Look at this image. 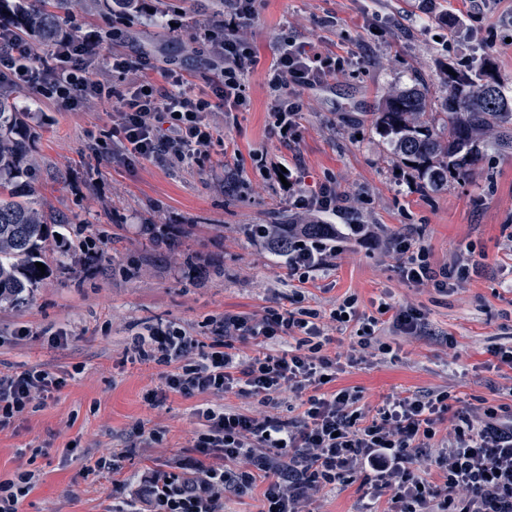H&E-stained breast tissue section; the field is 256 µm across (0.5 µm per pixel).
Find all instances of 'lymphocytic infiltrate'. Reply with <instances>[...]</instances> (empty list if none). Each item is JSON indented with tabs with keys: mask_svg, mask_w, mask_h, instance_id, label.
<instances>
[{
	"mask_svg": "<svg viewBox=\"0 0 512 512\" xmlns=\"http://www.w3.org/2000/svg\"><path fill=\"white\" fill-rule=\"evenodd\" d=\"M256 8L257 0H225L222 36L203 33L223 63L215 94L228 112L248 105L245 78L257 56L239 30ZM85 52V40L63 38L60 64H44L38 72L30 63L29 43L1 29L0 77L66 110L89 100L116 101L111 136L132 157L188 164L206 153L214 138L212 104L194 96L183 76H172L165 92L143 78L120 92L108 80L89 77ZM343 66V59L281 42L268 81L282 140L299 137V88L323 85ZM288 183L297 223L285 231L260 224L251 234L252 242L270 253L287 246L288 275L296 280L287 305L266 308L259 316H224L206 350L185 331L162 326L131 337L128 346L136 361L162 368L159 385L145 395L151 405L172 394L232 393L259 399L265 414L198 405L191 450L114 481L118 503L112 512H224L226 495L241 497L256 489L262 492V512H312L318 494L356 480L366 486L371 504L387 502L390 512H512V415L491 405L452 410L444 391L391 395L365 410L357 391L325 390L340 359L327 352L332 339L322 324L326 316L305 303L310 272L330 267L348 240L400 255L408 282H431L442 291L468 278L478 261L469 257L434 268L427 249L415 246L409 235L385 240L370 224L328 223L340 209L332 183L307 191L293 174ZM311 224L321 225L320 236L308 235ZM245 344L251 353H242ZM64 384L63 377L39 366L0 373V428ZM286 392L302 399L296 417L276 412ZM447 420L452 426L440 435Z\"/></svg>",
	"mask_w": 512,
	"mask_h": 512,
	"instance_id": "1",
	"label": "lymphocytic infiltrate"
}]
</instances>
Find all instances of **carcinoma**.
<instances>
[{
  "instance_id": "1",
  "label": "carcinoma",
  "mask_w": 512,
  "mask_h": 512,
  "mask_svg": "<svg viewBox=\"0 0 512 512\" xmlns=\"http://www.w3.org/2000/svg\"><path fill=\"white\" fill-rule=\"evenodd\" d=\"M54 10L44 0H0V14L11 12L9 29L46 45H56L65 33L59 13L96 6L97 0H53ZM445 74L447 94L443 111L427 112L426 93L417 86L387 92L376 119L394 154L413 165L418 174L437 186L448 177L466 179L479 167L481 144L488 140L501 151H512V96L499 82L483 89L486 69L474 74L452 68ZM24 113L13 106L12 93L0 87V306H15L25 293L45 279L36 263L50 264L49 215L39 200L41 188L20 183L22 164L28 157Z\"/></svg>"
}]
</instances>
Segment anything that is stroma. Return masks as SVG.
I'll return each mask as SVG.
<instances>
[{"mask_svg":"<svg viewBox=\"0 0 512 512\" xmlns=\"http://www.w3.org/2000/svg\"><path fill=\"white\" fill-rule=\"evenodd\" d=\"M209 6L144 0L143 11L120 24L99 9L60 20L76 38L94 35L90 60L120 54L129 61V72L113 75L115 87L145 74L165 90L173 70L212 101L214 139L193 164L113 154L111 106L71 112L32 90L15 96L28 115L43 196L68 218L66 241L81 246L25 304L0 309V372L41 365L67 380L53 399L0 429V477L22 464L39 473L21 512H110L113 477L191 447L201 400L172 395L149 405L144 395L158 386L161 368L132 360L128 338L177 326L207 346L216 320L262 313L290 294L285 258L247 236L252 225L293 220L287 187L263 174L261 157L286 160L304 189L335 183L344 197L336 223L375 224L386 237L410 232L437 268L469 251L482 259L479 273L447 292L407 283L395 254L354 243L344 244L334 267L311 272L306 303L326 316L330 352L348 354L359 315L376 314L384 301L419 310L426 321L417 336L381 331L393 355L345 365L333 389L359 390L361 407L370 409L391 394L440 391L456 410L512 407V368L491 354L512 347V241L504 231L512 225V153L487 145L473 177L434 189L402 165L376 126L381 98L394 87L421 85L440 111L452 64L477 71L493 61L512 91V0H260L242 31L258 57L247 77L250 104L231 113L214 100L220 72L195 35ZM286 39L347 64L330 84L301 89L300 137L288 143L272 132L266 78ZM149 224L176 247L156 244ZM348 296L357 318L330 320ZM60 332L66 345L51 347ZM138 422L162 432V443L143 447L132 433ZM111 450L122 455L119 475H85Z\"/></svg>","mask_w":512,"mask_h":512,"instance_id":"stroma-1","label":"stroma"}]
</instances>
